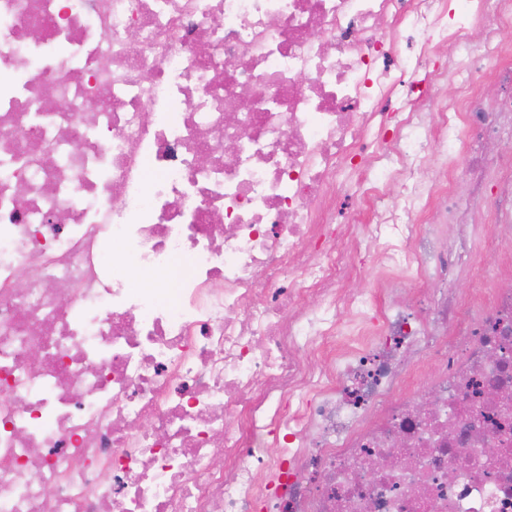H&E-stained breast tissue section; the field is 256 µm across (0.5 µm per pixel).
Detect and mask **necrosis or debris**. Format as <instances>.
Masks as SVG:
<instances>
[{
  "instance_id": "1",
  "label": "necrosis or debris",
  "mask_w": 512,
  "mask_h": 512,
  "mask_svg": "<svg viewBox=\"0 0 512 512\" xmlns=\"http://www.w3.org/2000/svg\"><path fill=\"white\" fill-rule=\"evenodd\" d=\"M506 28L512 0H0V512H512V271L454 286L472 200L512 247Z\"/></svg>"
}]
</instances>
